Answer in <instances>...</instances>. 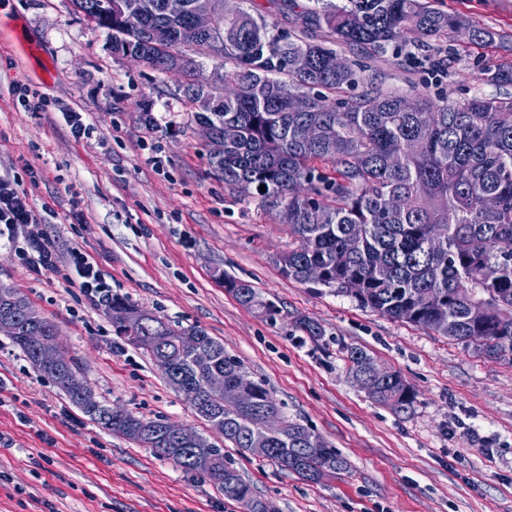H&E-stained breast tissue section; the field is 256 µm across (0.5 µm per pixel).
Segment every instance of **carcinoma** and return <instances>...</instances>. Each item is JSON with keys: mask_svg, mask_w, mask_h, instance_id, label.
I'll return each mask as SVG.
<instances>
[{"mask_svg": "<svg viewBox=\"0 0 512 512\" xmlns=\"http://www.w3.org/2000/svg\"><path fill=\"white\" fill-rule=\"evenodd\" d=\"M192 2L72 0L76 12L108 32L112 52L138 53L157 70L189 76L198 57L233 63L216 75L237 86L235 96L223 100L189 81L183 92L195 122L238 128L237 138L224 143V155L210 157V164L225 185L279 208L298 240L277 259L284 275L303 283L305 270L318 265L336 292L383 316L472 344L491 358L511 356L512 97L434 101L417 90L364 80L366 65L359 59L344 69L328 66L336 44L374 57L391 44L419 47L462 31L482 43L495 33L438 9L433 0H357L350 8L328 0L301 16L327 30L331 40L318 43L303 25L270 34L265 17L244 7L251 0H213L214 31L200 36L190 25ZM481 80L511 85L512 64L485 69ZM358 86L360 92L346 94ZM299 98L308 111L295 109ZM407 98L416 100V110L403 108ZM310 125L322 128L320 139H306ZM488 196L498 200L496 208H485ZM488 267L498 276L485 278ZM224 288L264 317L277 313L246 281L226 275ZM105 305L116 335L143 349L170 384L180 385L222 442L244 453L249 439L262 437L271 448L268 460L314 483L350 469L339 450L299 423L284 419L277 431L263 428L262 412L278 409L271 391L205 328L172 324L148 310L142 325L128 328L121 317L137 305L118 294ZM0 320L31 363L76 401L85 382L74 365L58 371L36 359L34 337L54 324L17 293L0 297ZM183 336L198 337V352L178 346ZM346 361L357 376L372 358L349 348ZM216 372L229 389L247 390L248 402L208 393L205 381ZM369 396L406 413L416 391L390 371ZM83 414L182 470L208 477L244 512H262L263 501L213 439L203 437L196 449L162 445L160 418L128 410L118 419Z\"/></svg>", "mask_w": 512, "mask_h": 512, "instance_id": "cac0c4a2", "label": "carcinoma"}]
</instances>
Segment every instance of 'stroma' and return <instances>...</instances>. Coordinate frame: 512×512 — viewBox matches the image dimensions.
Returning <instances> with one entry per match:
<instances>
[{"instance_id":"obj_1","label":"stroma","mask_w":512,"mask_h":512,"mask_svg":"<svg viewBox=\"0 0 512 512\" xmlns=\"http://www.w3.org/2000/svg\"><path fill=\"white\" fill-rule=\"evenodd\" d=\"M494 32L477 45L456 34L404 59L386 52L367 76L460 101L505 97L481 70L512 63V0H438ZM38 57H27L23 45ZM181 75L113 53L106 31L71 0H0V175L23 183L35 233L61 259L79 249L113 293L182 325H201L269 388L280 415L321 435L351 463L318 483L263 458L224 454L272 512H512V359L391 320L328 288L285 277L278 257L296 245L278 210L214 174ZM42 98L28 112L14 84ZM92 129L78 141L63 118ZM169 162L156 174L141 142ZM82 214L83 223L72 221ZM250 282L278 313L268 319L224 289ZM0 284L54 323L58 342L98 399L146 418L210 434L143 350L116 335L105 306L64 273L35 274L0 247ZM318 322L312 339L297 317ZM358 347L400 372L417 393L406 413L375 403L354 381ZM0 512H243L205 476L85 416L0 334Z\"/></svg>"}]
</instances>
